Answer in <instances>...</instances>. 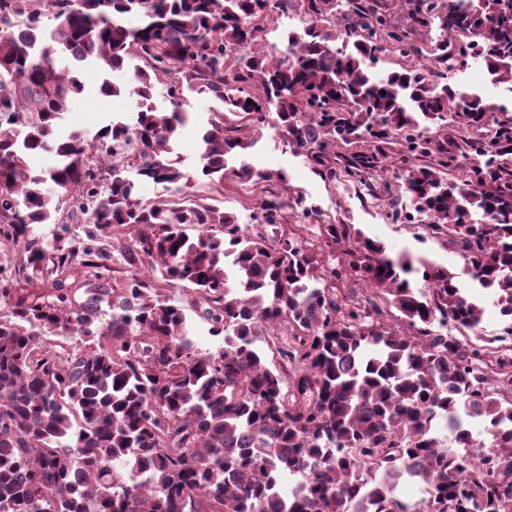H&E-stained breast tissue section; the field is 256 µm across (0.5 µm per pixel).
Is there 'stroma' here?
Segmentation results:
<instances>
[{"mask_svg":"<svg viewBox=\"0 0 512 512\" xmlns=\"http://www.w3.org/2000/svg\"><path fill=\"white\" fill-rule=\"evenodd\" d=\"M80 77L84 91L72 99L64 113L59 126L61 133L78 131L90 136L132 112L133 102L128 96L105 98L100 95L99 86L106 76L95 65L82 66ZM214 105L213 97L208 94H195L189 98L191 120L180 130L174 144L186 164H193L199 156L202 122ZM245 158L265 175L286 174L291 193L317 204L324 218L343 220L364 236L377 238L388 253L394 255L407 251L434 260L450 270L461 271V257L451 252L443 241L431 238L424 225L388 223L383 207L371 198L358 196L351 184H325L311 171L305 157L280 141L274 130L267 129L257 135L255 146L247 151Z\"/></svg>","mask_w":512,"mask_h":512,"instance_id":"1","label":"stroma"}]
</instances>
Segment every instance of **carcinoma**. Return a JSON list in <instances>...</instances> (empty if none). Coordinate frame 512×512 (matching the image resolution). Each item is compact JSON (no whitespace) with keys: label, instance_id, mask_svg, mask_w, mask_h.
Segmentation results:
<instances>
[{"label":"carcinoma","instance_id":"obj_1","mask_svg":"<svg viewBox=\"0 0 512 512\" xmlns=\"http://www.w3.org/2000/svg\"><path fill=\"white\" fill-rule=\"evenodd\" d=\"M143 2L0 0V244L17 254L0 264V512H512V111L448 82L472 58L512 94V0H308L272 58L269 0ZM382 54L401 69L372 75ZM89 58L142 62L100 86L136 110L62 137ZM201 93L222 109L193 172L173 142ZM267 128L391 222L424 215L503 335L479 344L459 274L389 257L239 161ZM38 153L54 163L32 169ZM203 179L268 183L252 231ZM66 219L86 239L33 233ZM308 220L318 245L290 229ZM351 279L363 298L338 288ZM189 311L223 344L197 347ZM284 333L283 363L254 348ZM479 301L485 307V314L483 320V333L486 336H494L499 334L500 330L506 325L507 319L502 317L499 309L491 304L488 297V292H481Z\"/></svg>","mask_w":512,"mask_h":512}]
</instances>
